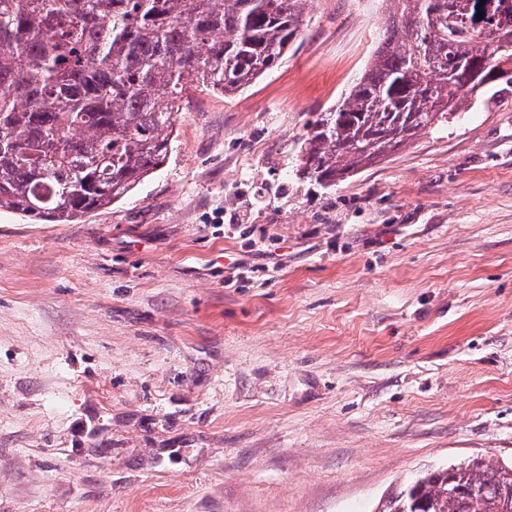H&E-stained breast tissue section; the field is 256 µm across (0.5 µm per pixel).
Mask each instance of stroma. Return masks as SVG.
Wrapping results in <instances>:
<instances>
[{"instance_id": "obj_1", "label": "stroma", "mask_w": 512, "mask_h": 512, "mask_svg": "<svg viewBox=\"0 0 512 512\" xmlns=\"http://www.w3.org/2000/svg\"><path fill=\"white\" fill-rule=\"evenodd\" d=\"M386 18L319 0L273 73L189 90L120 202L0 211V512H374L512 460V83L335 186L298 172Z\"/></svg>"}]
</instances>
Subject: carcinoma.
<instances>
[{
	"label": "carcinoma",
	"instance_id": "obj_1",
	"mask_svg": "<svg viewBox=\"0 0 512 512\" xmlns=\"http://www.w3.org/2000/svg\"><path fill=\"white\" fill-rule=\"evenodd\" d=\"M306 2L0 0V210L71 224L125 198L166 161L183 93L273 71ZM384 2L370 66L303 139L300 172L320 186L439 130L512 66V0ZM376 512H512V461L423 470Z\"/></svg>",
	"mask_w": 512,
	"mask_h": 512
}]
</instances>
